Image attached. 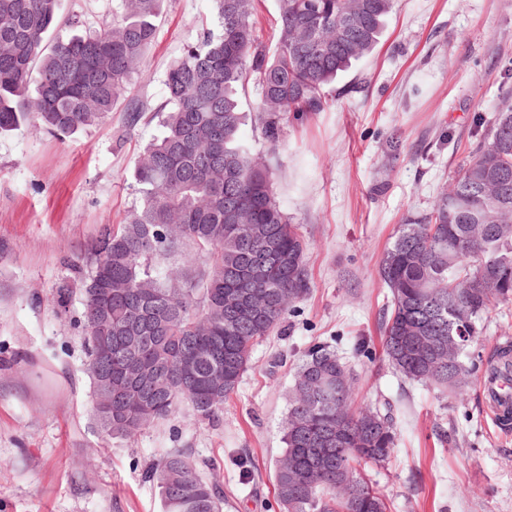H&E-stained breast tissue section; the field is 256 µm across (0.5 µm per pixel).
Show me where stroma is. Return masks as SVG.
Returning a JSON list of instances; mask_svg holds the SVG:
<instances>
[{
    "label": "stroma",
    "instance_id": "1",
    "mask_svg": "<svg viewBox=\"0 0 512 512\" xmlns=\"http://www.w3.org/2000/svg\"><path fill=\"white\" fill-rule=\"evenodd\" d=\"M116 6L61 0L50 41L111 24ZM215 25L211 0H165L144 66L103 121L65 136L0 133V512H161L145 474L177 449L221 486L224 512H279L288 393L321 343L351 370L353 408L393 418L391 460L367 471L390 512H512V423L490 416L478 382L448 395L388 365L378 274L398 225L430 210L512 90V0H394L375 49L337 76L325 111L288 120L273 163L307 244L308 295L255 345L215 421L185 406L131 439L97 423L82 296L62 311L53 295L77 283L66 257L138 204L132 172L163 134L166 69ZM133 102L147 110L131 128ZM507 342L512 304L485 321L469 356Z\"/></svg>",
    "mask_w": 512,
    "mask_h": 512
}]
</instances>
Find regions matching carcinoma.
Returning a JSON list of instances; mask_svg holds the SVG:
<instances>
[{"mask_svg": "<svg viewBox=\"0 0 512 512\" xmlns=\"http://www.w3.org/2000/svg\"><path fill=\"white\" fill-rule=\"evenodd\" d=\"M60 0H0V131L28 124L71 134L103 120L140 70L163 0H117L112 25L53 45ZM217 27L187 43L165 73L162 137L134 167L140 204L104 224L78 264L94 412L132 438L188 403L213 420L254 345L311 288L306 244L277 198L272 159L288 117L329 106L327 87L376 46L394 0H277V38L255 33L257 0H212ZM254 85L255 112L238 93ZM252 124L262 158L242 138ZM379 274L391 294L383 352L405 378L450 393L512 361V346L452 363L440 346L462 329L478 341L491 311L512 302V105L426 213L405 220ZM492 280L494 285L465 284ZM327 344L299 365L289 393L276 495L284 512H388L365 478L396 441L393 418L355 411ZM162 512H224L190 454L147 473Z\"/></svg>", "mask_w": 512, "mask_h": 512, "instance_id": "1", "label": "carcinoma"}]
</instances>
